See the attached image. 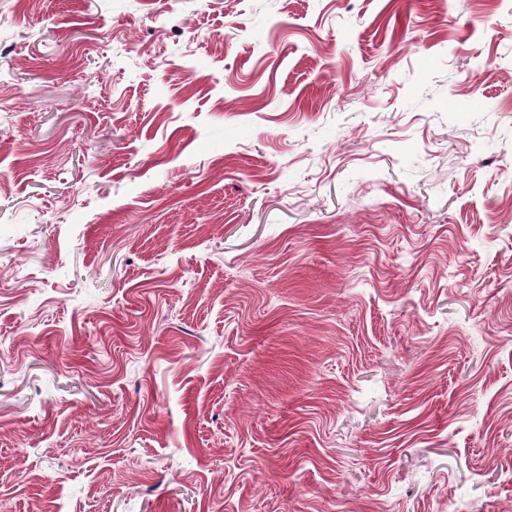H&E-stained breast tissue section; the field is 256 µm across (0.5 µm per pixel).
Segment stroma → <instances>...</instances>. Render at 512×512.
I'll use <instances>...</instances> for the list:
<instances>
[{"label":"stroma","mask_w":512,"mask_h":512,"mask_svg":"<svg viewBox=\"0 0 512 512\" xmlns=\"http://www.w3.org/2000/svg\"><path fill=\"white\" fill-rule=\"evenodd\" d=\"M0 512H512V0H0Z\"/></svg>","instance_id":"obj_1"}]
</instances>
